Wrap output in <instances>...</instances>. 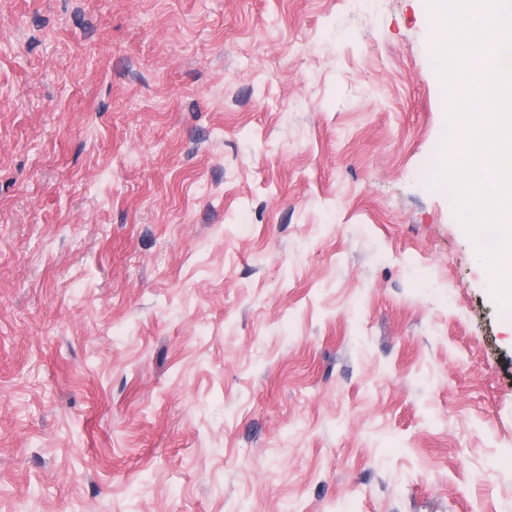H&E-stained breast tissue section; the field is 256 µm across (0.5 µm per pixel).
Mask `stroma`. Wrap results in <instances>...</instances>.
Instances as JSON below:
<instances>
[{"label":"stroma","mask_w":512,"mask_h":512,"mask_svg":"<svg viewBox=\"0 0 512 512\" xmlns=\"http://www.w3.org/2000/svg\"><path fill=\"white\" fill-rule=\"evenodd\" d=\"M433 44L428 0H0V512H512Z\"/></svg>","instance_id":"35a3bbf8"}]
</instances>
